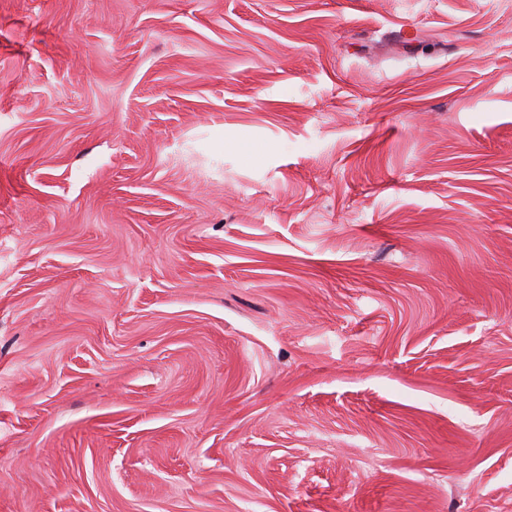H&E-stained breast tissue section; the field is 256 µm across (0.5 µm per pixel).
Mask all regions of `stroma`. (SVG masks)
Wrapping results in <instances>:
<instances>
[{"label": "stroma", "instance_id": "obj_1", "mask_svg": "<svg viewBox=\"0 0 512 512\" xmlns=\"http://www.w3.org/2000/svg\"><path fill=\"white\" fill-rule=\"evenodd\" d=\"M0 512H512V0H0Z\"/></svg>", "mask_w": 512, "mask_h": 512}]
</instances>
